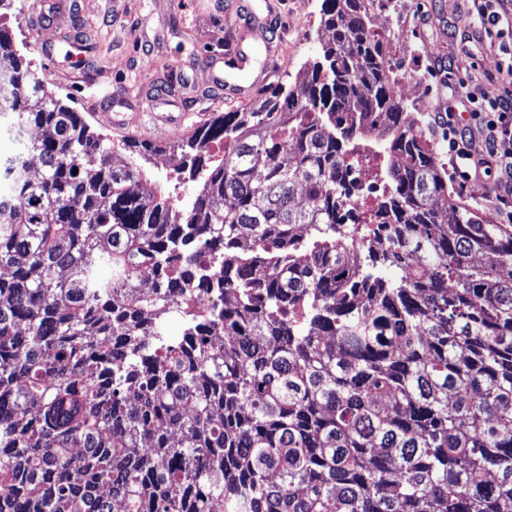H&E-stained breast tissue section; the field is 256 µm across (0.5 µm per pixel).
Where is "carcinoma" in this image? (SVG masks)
<instances>
[{
	"label": "carcinoma",
	"mask_w": 512,
	"mask_h": 512,
	"mask_svg": "<svg viewBox=\"0 0 512 512\" xmlns=\"http://www.w3.org/2000/svg\"><path fill=\"white\" fill-rule=\"evenodd\" d=\"M323 14L301 81L179 147L181 199L0 26V512H512V224L448 202L366 0Z\"/></svg>",
	"instance_id": "obj_1"
}]
</instances>
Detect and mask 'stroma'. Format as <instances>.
<instances>
[{"label":"stroma","mask_w":512,"mask_h":512,"mask_svg":"<svg viewBox=\"0 0 512 512\" xmlns=\"http://www.w3.org/2000/svg\"><path fill=\"white\" fill-rule=\"evenodd\" d=\"M35 0H12L6 10V25L15 47L29 59L45 90L82 112L92 130L114 144L134 138L167 145V138L138 129L140 112H204L214 115L229 110L247 112L258 107L280 83L302 78L313 62L320 60L329 39L321 24L323 0H278L274 18L273 52H266L256 37H247L244 48L251 57L250 70L234 77L250 84L248 98L225 101L204 96L202 86L209 75L204 64L210 53L225 51L230 25H243L241 14L231 12L233 0H68V11L60 18H45L43 35L56 39L58 29L78 32L80 52L89 67L75 69L68 55L71 45L58 41L59 66H51L40 52L31 49L34 40L29 17ZM410 18L400 21L407 32L409 53L398 58L391 77L394 82L421 85L422 104L408 103L407 111L418 114L420 128L448 169V196L474 208L494 224L508 218L498 201L500 188L495 174L465 179L453 167L448 141L434 121L435 113L453 110L457 125L470 122L472 104L468 92L494 99L508 81L499 70L504 60L503 41L488 37L480 27L473 0H415ZM309 10L307 27L298 15ZM270 67L269 79L253 84V74ZM124 113L125 131L114 130L103 116L104 100Z\"/></svg>","instance_id":"1"}]
</instances>
